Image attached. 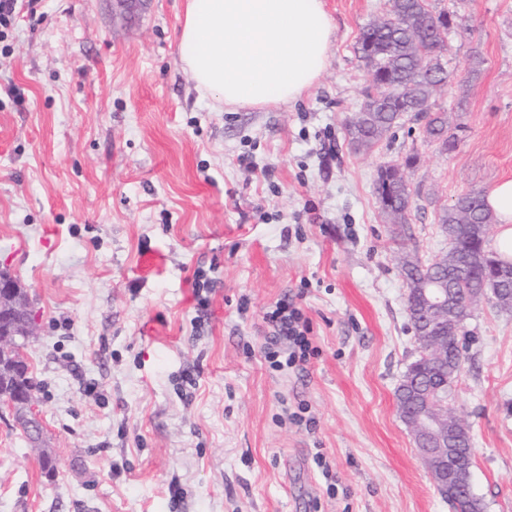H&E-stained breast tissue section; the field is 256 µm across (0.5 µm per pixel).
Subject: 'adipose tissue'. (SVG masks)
Masks as SVG:
<instances>
[{
	"mask_svg": "<svg viewBox=\"0 0 512 512\" xmlns=\"http://www.w3.org/2000/svg\"><path fill=\"white\" fill-rule=\"evenodd\" d=\"M332 36L324 0H187L182 62L217 103L286 104L318 80ZM485 198L497 217L492 247L512 258V179L494 183Z\"/></svg>",
	"mask_w": 512,
	"mask_h": 512,
	"instance_id": "ef3b65f1",
	"label": "adipose tissue"
}]
</instances>
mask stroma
Listing matches in <instances>:
<instances>
[{"label": "stroma", "mask_w": 512, "mask_h": 512, "mask_svg": "<svg viewBox=\"0 0 512 512\" xmlns=\"http://www.w3.org/2000/svg\"><path fill=\"white\" fill-rule=\"evenodd\" d=\"M429 4L463 19L434 98L450 152L409 120L349 144L357 41L387 0H325L326 69L266 108L196 89L186 0H37L17 17L0 40V267L35 315L44 437L33 449L0 411V512H449L397 411L418 345L375 180L417 154L407 246L426 261L449 248L441 209L512 178V0ZM287 297L318 348L300 373L263 355ZM466 328L448 406L484 512H512V311L482 300Z\"/></svg>", "instance_id": "1"}]
</instances>
